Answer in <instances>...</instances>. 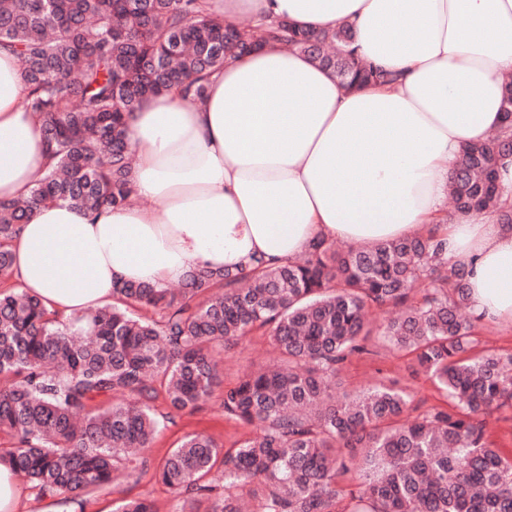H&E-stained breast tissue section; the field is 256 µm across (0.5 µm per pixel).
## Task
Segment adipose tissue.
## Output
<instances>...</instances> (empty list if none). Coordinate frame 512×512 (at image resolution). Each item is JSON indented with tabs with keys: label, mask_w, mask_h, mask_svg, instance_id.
<instances>
[{
	"label": "adipose tissue",
	"mask_w": 512,
	"mask_h": 512,
	"mask_svg": "<svg viewBox=\"0 0 512 512\" xmlns=\"http://www.w3.org/2000/svg\"><path fill=\"white\" fill-rule=\"evenodd\" d=\"M225 23L352 26L394 84L356 91L308 56L265 44L213 73L202 100H145L127 137L133 193L119 208L38 209L12 242L11 277L61 319L112 301L117 281L159 287L209 268L284 265L318 240L375 244L442 223L448 257L473 263L483 325L512 323V231L495 213L444 224L461 148L503 118L512 0H208ZM20 60L0 46V200L29 195L45 164Z\"/></svg>",
	"instance_id": "obj_1"
}]
</instances>
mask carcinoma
Returning <instances> with one entry per match:
<instances>
[{
  "instance_id": "cac0c4a2",
  "label": "carcinoma",
  "mask_w": 512,
  "mask_h": 512,
  "mask_svg": "<svg viewBox=\"0 0 512 512\" xmlns=\"http://www.w3.org/2000/svg\"><path fill=\"white\" fill-rule=\"evenodd\" d=\"M280 43L330 69L347 88L395 76L358 58L351 27L300 30L284 22L236 26L207 0H0V44L19 56L24 108L41 121L54 161L29 197L0 201V278L12 242L36 209L55 202L97 211L131 195L128 119L151 95L180 87L200 98L206 75ZM512 128V80L503 82ZM512 136L465 146L448 183L446 221L494 210L496 175ZM468 268L448 261L433 231L340 253L319 241L301 261L248 273L200 269L177 292L114 284L109 305L57 320L42 299L0 290V431L22 480L38 496L78 495L124 470L148 468L137 450L160 431L155 403L192 410L223 384L222 351L269 333L271 371L224 387L226 421L252 428L228 449L187 434L154 477L179 512H512V451L490 447L487 416L512 410V354L476 351ZM401 309L378 325L372 312ZM415 355L448 406L420 410L395 384L342 392L352 356L372 339ZM353 474L352 488L342 485ZM115 512H157L148 499Z\"/></svg>"
}]
</instances>
